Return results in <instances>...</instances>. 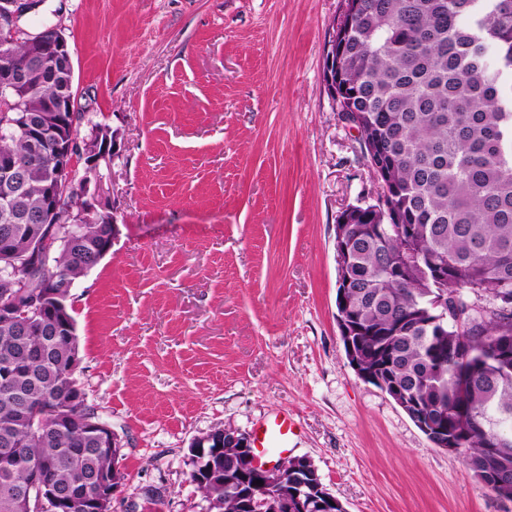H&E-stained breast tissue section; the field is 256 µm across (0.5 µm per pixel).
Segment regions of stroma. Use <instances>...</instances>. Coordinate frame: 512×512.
<instances>
[{
  "mask_svg": "<svg viewBox=\"0 0 512 512\" xmlns=\"http://www.w3.org/2000/svg\"><path fill=\"white\" fill-rule=\"evenodd\" d=\"M342 0H46L77 108L118 130L111 251L70 300L77 377L138 512H210L194 439L288 415L347 512H512L348 362L335 227L378 190L323 60ZM164 489L150 502L144 491Z\"/></svg>",
  "mask_w": 512,
  "mask_h": 512,
  "instance_id": "stroma-1",
  "label": "stroma"
}]
</instances>
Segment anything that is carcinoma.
Wrapping results in <instances>:
<instances>
[{
    "mask_svg": "<svg viewBox=\"0 0 512 512\" xmlns=\"http://www.w3.org/2000/svg\"><path fill=\"white\" fill-rule=\"evenodd\" d=\"M336 92L354 114L360 147L387 192L377 217L336 225L346 253L338 288L359 377L385 391L434 444H451L497 497L512 500V0H344ZM25 83L0 89V155L23 162L18 222L0 221V298L23 293L42 304L24 324L0 316V512H27L17 499L38 482L56 488L68 512H86L92 478L112 476V453L91 436L95 409L76 377L75 319L55 305L103 258L111 213L68 224L49 257L30 261L61 143L60 128L31 146L23 130L43 107L73 93L71 69L44 65L22 42L0 44V65ZM262 492L276 500L299 472ZM238 452L197 489L220 512H240Z\"/></svg>",
    "mask_w": 512,
    "mask_h": 512,
    "instance_id": "obj_1",
    "label": "carcinoma"
}]
</instances>
